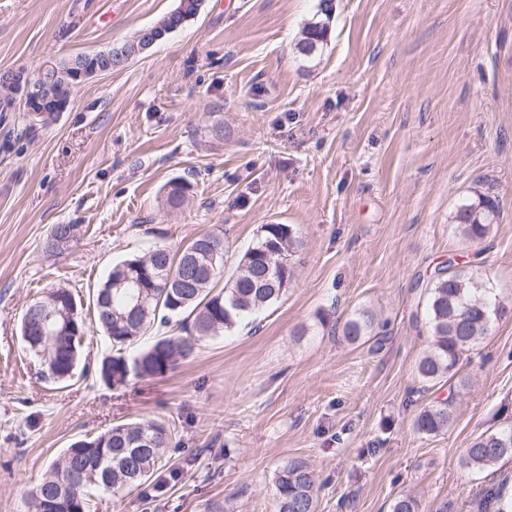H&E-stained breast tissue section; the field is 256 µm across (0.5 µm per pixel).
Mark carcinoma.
Instances as JSON below:
<instances>
[{"mask_svg": "<svg viewBox=\"0 0 512 512\" xmlns=\"http://www.w3.org/2000/svg\"><path fill=\"white\" fill-rule=\"evenodd\" d=\"M201 7L202 0H178L177 14L169 12L157 24H178L196 16ZM330 10V0H319L298 43L302 55L308 57L324 44ZM69 98L68 84L57 83L36 121L48 124L56 120ZM499 211L498 197L480 191L456 210V230L465 242L478 245L491 233ZM298 246L290 225L263 224L257 241L241 255L227 279L222 230L204 232L174 252L156 246L142 256L116 262L94 296L97 326L112 344L111 353L98 365V379L117 388L133 378L163 375L178 359L190 356L199 342L230 332L242 319L274 305L291 284L290 259ZM147 259L157 269L146 288L122 287L126 274ZM481 265L480 261L461 264L450 258L423 285V300L415 319L424 321L432 345L419 359L416 374L428 386L445 380L453 382L456 391L468 388L470 379L460 374L462 357L506 313L481 281ZM62 298L69 302L75 294L65 286L55 288L30 303L26 311L58 312L63 309ZM179 316L186 319L183 330L187 336H156L150 344L127 352L146 331L166 328ZM74 322L76 333L59 336L46 356L25 344V350L40 362L41 380L66 384L78 375L85 326L79 314ZM343 335L351 343L370 342L378 349L387 340L388 329L370 311L362 310L344 323ZM452 405L450 398L422 409L415 420L417 431L430 436L448 428ZM170 441L169 428L155 420L121 423L93 438L79 439L52 462L32 491L29 508L31 512H48V500L61 493L59 512H89L95 495H118L145 484ZM505 457L512 458V429L476 437L466 450L464 463L484 469ZM317 492L309 466L303 461L290 462L275 478L276 512H317Z\"/></svg>", "mask_w": 512, "mask_h": 512, "instance_id": "cac0c4a2", "label": "carcinoma"}]
</instances>
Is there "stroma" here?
I'll return each instance as SVG.
<instances>
[{
	"instance_id": "35a3bbf8",
	"label": "stroma",
	"mask_w": 512,
	"mask_h": 512,
	"mask_svg": "<svg viewBox=\"0 0 512 512\" xmlns=\"http://www.w3.org/2000/svg\"><path fill=\"white\" fill-rule=\"evenodd\" d=\"M318 3L204 0L166 41L74 88L55 122L9 113L23 137L0 148V512H29L72 442L142 419L170 428L160 466L91 512H275L294 460L315 473L317 512H390L405 493L418 512H503L512 465L464 457L512 428V0H334L307 58ZM176 4L0 0V70L104 49ZM173 180L189 186L177 208ZM485 189L500 214L477 247L453 216ZM57 224L78 238L60 253ZM263 224L292 225L301 246L286 295L252 324L117 389L92 373L39 380L20 322L50 289L83 300L94 366L110 343L88 298L113 263L220 226L229 274ZM476 251L507 313L465 356L473 386L454 398L415 374L431 343L417 281ZM364 309L389 321L382 349L342 333ZM448 397L447 430L419 433V411ZM332 1L319 0L317 11L307 22L303 30V38L298 43L299 52L308 57L314 54L320 46H323L330 22V10Z\"/></svg>"
}]
</instances>
